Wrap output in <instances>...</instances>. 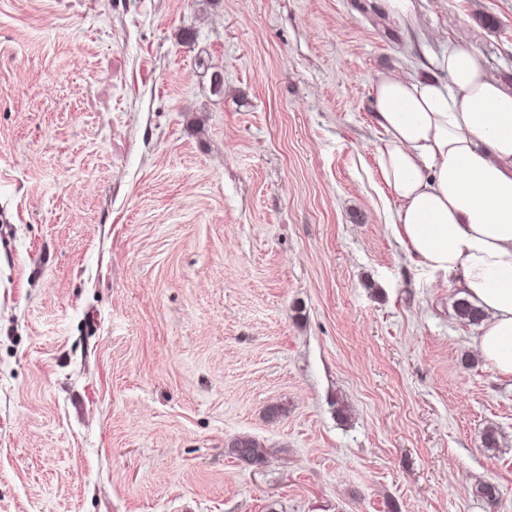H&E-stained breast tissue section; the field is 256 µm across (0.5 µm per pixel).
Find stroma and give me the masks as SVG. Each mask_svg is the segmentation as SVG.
Listing matches in <instances>:
<instances>
[{
	"mask_svg": "<svg viewBox=\"0 0 512 512\" xmlns=\"http://www.w3.org/2000/svg\"><path fill=\"white\" fill-rule=\"evenodd\" d=\"M417 5L0 0V512H512L372 97L462 36L511 84L512 0ZM383 11L391 20L405 30L417 31L421 27L417 11V0H379ZM259 441L250 436H237L232 439L227 448H231V453L235 458L247 465H257L263 461V455Z\"/></svg>",
	"mask_w": 512,
	"mask_h": 512,
	"instance_id": "1",
	"label": "stroma"
}]
</instances>
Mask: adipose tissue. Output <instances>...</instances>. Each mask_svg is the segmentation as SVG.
Returning <instances> with one entry per match:
<instances>
[{
    "label": "adipose tissue",
    "mask_w": 512,
    "mask_h": 512,
    "mask_svg": "<svg viewBox=\"0 0 512 512\" xmlns=\"http://www.w3.org/2000/svg\"><path fill=\"white\" fill-rule=\"evenodd\" d=\"M373 99L394 235L412 263L453 277L483 309L474 347L512 378V85L460 38L435 72L382 75Z\"/></svg>",
    "instance_id": "obj_1"
}]
</instances>
